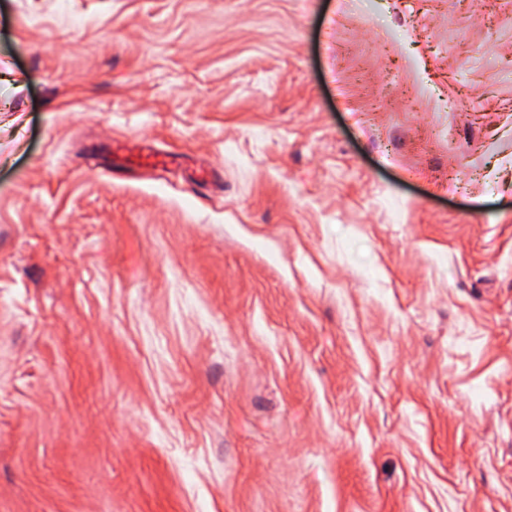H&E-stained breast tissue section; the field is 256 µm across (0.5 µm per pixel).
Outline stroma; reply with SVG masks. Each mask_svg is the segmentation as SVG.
Wrapping results in <instances>:
<instances>
[{"label": "stroma", "mask_w": 512, "mask_h": 512, "mask_svg": "<svg viewBox=\"0 0 512 512\" xmlns=\"http://www.w3.org/2000/svg\"><path fill=\"white\" fill-rule=\"evenodd\" d=\"M0 512H512V0H0Z\"/></svg>", "instance_id": "stroma-1"}]
</instances>
